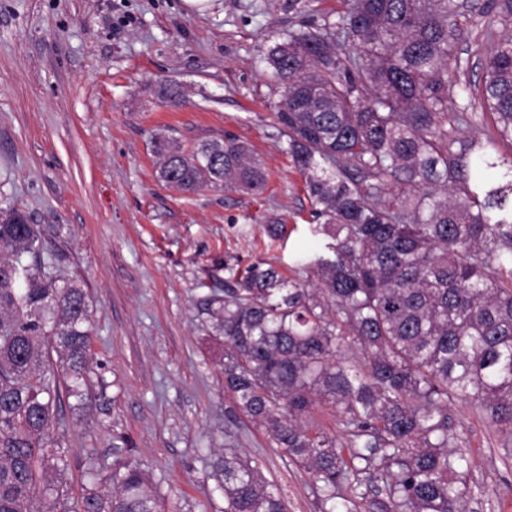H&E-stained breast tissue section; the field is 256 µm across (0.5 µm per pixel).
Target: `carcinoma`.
Wrapping results in <instances>:
<instances>
[{
    "label": "carcinoma",
    "instance_id": "cac0c4a2",
    "mask_svg": "<svg viewBox=\"0 0 512 512\" xmlns=\"http://www.w3.org/2000/svg\"><path fill=\"white\" fill-rule=\"evenodd\" d=\"M497 6L483 81L462 87L493 116L484 137L448 138V123H473L448 116L467 39L457 0H350L336 30L266 52L283 88L275 123L326 242L298 263L307 280L224 265V295L200 311L224 344V392L312 475L319 512H469L458 404L488 411L512 453V0ZM156 147L160 179L180 191L267 184L232 135ZM42 253L39 225L0 209V512H163L128 448H114L111 493L92 467L80 497L60 500L56 400H84L92 329L86 290L44 274ZM318 404L339 434L308 420ZM215 469L224 512H287L236 449Z\"/></svg>",
    "mask_w": 512,
    "mask_h": 512
}]
</instances>
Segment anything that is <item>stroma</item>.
<instances>
[{
	"label": "stroma",
	"instance_id": "obj_1",
	"mask_svg": "<svg viewBox=\"0 0 512 512\" xmlns=\"http://www.w3.org/2000/svg\"><path fill=\"white\" fill-rule=\"evenodd\" d=\"M493 0H474L456 49L452 112L480 111L477 83ZM344 0H0V208L30 214L52 272L90 297L89 396H61L55 435L77 496L90 465L129 442L165 512H224L213 463L225 444L259 462L288 512H318L311 475L268 447L224 393L220 349L201 297L223 294L225 263L263 260L287 277L320 240L312 207L282 150L273 114L282 89L263 58L280 37L336 23ZM178 85L180 103L158 87ZM233 134L268 172L258 194L185 193L158 177L153 142L184 150ZM288 228L270 238L265 217ZM472 461L470 512H512V457L489 414L454 413Z\"/></svg>",
	"mask_w": 512,
	"mask_h": 512
}]
</instances>
